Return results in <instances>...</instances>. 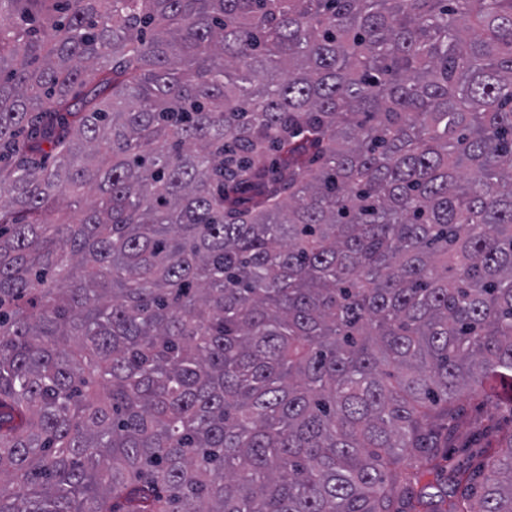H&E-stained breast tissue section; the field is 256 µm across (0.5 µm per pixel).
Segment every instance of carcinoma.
I'll list each match as a JSON object with an SVG mask.
<instances>
[{"label": "carcinoma", "instance_id": "carcinoma-1", "mask_svg": "<svg viewBox=\"0 0 512 512\" xmlns=\"http://www.w3.org/2000/svg\"><path fill=\"white\" fill-rule=\"evenodd\" d=\"M512 0H0V512H512ZM481 402L479 405L478 403ZM460 406L463 408V419L461 423L464 425L470 420L475 418H486L488 416H494L495 422H500L501 426L506 428L505 421L503 420L505 416L502 411H500L497 407L496 398L484 396L479 401H474L471 399L470 395H463L460 397L458 402Z\"/></svg>", "mask_w": 512, "mask_h": 512}]
</instances>
